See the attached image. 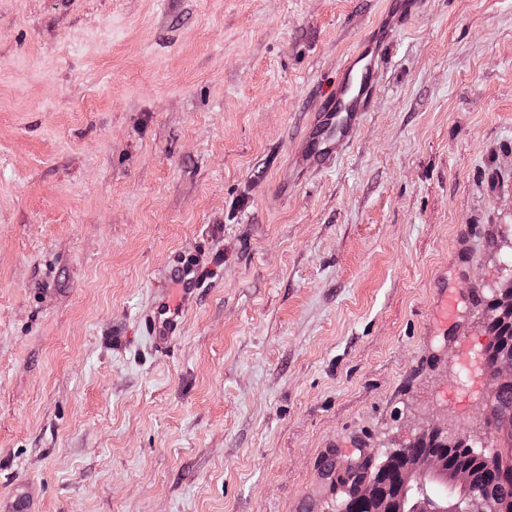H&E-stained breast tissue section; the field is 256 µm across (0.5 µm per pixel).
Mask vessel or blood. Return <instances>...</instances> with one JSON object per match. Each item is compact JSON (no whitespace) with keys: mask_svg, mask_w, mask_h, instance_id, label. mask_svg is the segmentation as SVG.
Instances as JSON below:
<instances>
[{"mask_svg":"<svg viewBox=\"0 0 512 512\" xmlns=\"http://www.w3.org/2000/svg\"><path fill=\"white\" fill-rule=\"evenodd\" d=\"M380 61L376 48L362 47L343 61L332 92L326 99L319 119L306 137V145L316 165H323L340 146L350 140L352 129L370 108L374 96L373 73ZM181 285L178 296L156 298L143 317L141 328L158 351H166L177 336L188 298L196 283L187 279L183 269H176Z\"/></svg>","mask_w":512,"mask_h":512,"instance_id":"vessel-or-blood-1","label":"vessel or blood"}]
</instances>
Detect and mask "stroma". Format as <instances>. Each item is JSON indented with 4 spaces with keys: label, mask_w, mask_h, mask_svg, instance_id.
Wrapping results in <instances>:
<instances>
[{
    "label": "stroma",
    "mask_w": 512,
    "mask_h": 512,
    "mask_svg": "<svg viewBox=\"0 0 512 512\" xmlns=\"http://www.w3.org/2000/svg\"><path fill=\"white\" fill-rule=\"evenodd\" d=\"M389 2L0 0V507L336 512L325 464L494 447L512 0H422L349 145L300 157ZM175 279L181 285L179 295L174 298L165 294L156 298L141 321L143 332L160 352H165L178 335L186 301L197 290L195 281L186 278L183 267L175 270Z\"/></svg>",
    "instance_id": "obj_1"
}]
</instances>
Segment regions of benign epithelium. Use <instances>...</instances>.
<instances>
[{
    "label": "benign epithelium",
    "instance_id": "obj_1",
    "mask_svg": "<svg viewBox=\"0 0 512 512\" xmlns=\"http://www.w3.org/2000/svg\"><path fill=\"white\" fill-rule=\"evenodd\" d=\"M512 322V280L495 292L488 304L487 323L494 336L489 356L494 364L487 365L492 386L485 403V418L490 430L502 438H512V408L502 407L497 401L499 389L512 384V342L499 336L498 328ZM435 441L439 448H396L386 454L374 475L367 477L357 488L355 499L368 512H506L507 507L491 496L474 495L478 474L467 468L454 467L448 463V450L467 446L461 436L447 435L433 428L417 439V443ZM405 459L404 465L395 473L390 487L379 482L394 457ZM438 479L448 484L451 494L442 503L426 498L409 503L408 491L424 479Z\"/></svg>",
    "mask_w": 512,
    "mask_h": 512
}]
</instances>
